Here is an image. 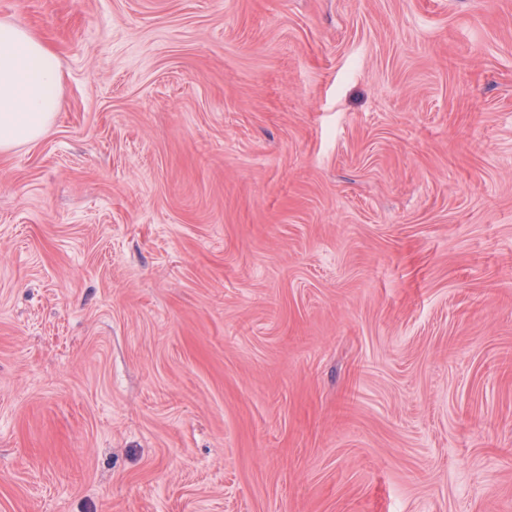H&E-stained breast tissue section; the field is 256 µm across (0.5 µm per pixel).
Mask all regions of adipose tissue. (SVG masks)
<instances>
[{"label":"adipose tissue","instance_id":"ef3b65f1","mask_svg":"<svg viewBox=\"0 0 512 512\" xmlns=\"http://www.w3.org/2000/svg\"><path fill=\"white\" fill-rule=\"evenodd\" d=\"M63 72L56 53L31 31L0 20V150L37 141L58 116Z\"/></svg>","mask_w":512,"mask_h":512}]
</instances>
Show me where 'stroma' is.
Instances as JSON below:
<instances>
[{"label":"stroma","instance_id":"35a3bbf8","mask_svg":"<svg viewBox=\"0 0 512 512\" xmlns=\"http://www.w3.org/2000/svg\"><path fill=\"white\" fill-rule=\"evenodd\" d=\"M0 18V512H512V0ZM63 72L56 53L31 31L0 20V150L35 142L58 116Z\"/></svg>","mask_w":512,"mask_h":512}]
</instances>
